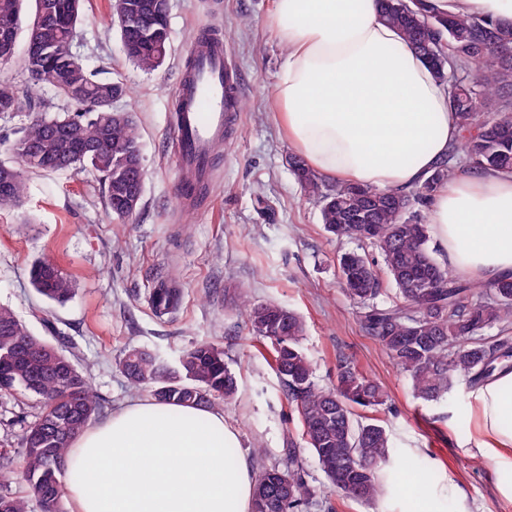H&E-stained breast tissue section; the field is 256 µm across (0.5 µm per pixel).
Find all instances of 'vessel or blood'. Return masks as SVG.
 Returning <instances> with one entry per match:
<instances>
[{"label":"vessel or blood","instance_id":"vessel-or-blood-1","mask_svg":"<svg viewBox=\"0 0 512 512\" xmlns=\"http://www.w3.org/2000/svg\"><path fill=\"white\" fill-rule=\"evenodd\" d=\"M191 68L182 70L175 88L179 110L173 116L179 198H187L198 181L210 180V160L232 129L229 97L238 76L223 43H194Z\"/></svg>","mask_w":512,"mask_h":512}]
</instances>
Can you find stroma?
Masks as SVG:
<instances>
[{"instance_id": "35a3bbf8", "label": "stroma", "mask_w": 512, "mask_h": 512, "mask_svg": "<svg viewBox=\"0 0 512 512\" xmlns=\"http://www.w3.org/2000/svg\"><path fill=\"white\" fill-rule=\"evenodd\" d=\"M272 7L273 0H171L168 55L157 70L145 72L123 52L111 0H83L72 50L88 69L131 91L119 105L133 112L143 146L142 199L121 223L107 210L94 170L25 172L23 201L0 209V307L34 335L66 346L107 413L152 396L150 389L131 388L119 371L129 347L172 362L193 344L220 343L239 384L236 399L219 405L238 433L236 453L283 467L297 416L224 291L286 306L305 324L302 347L320 385L335 384L344 356L388 395L392 461L385 496L373 506L335 495L305 449L306 479L317 491L307 512H324L328 498L337 512H416L409 505L416 494L413 463L428 480L425 496L436 512H512V500L500 493L512 483V471L478 453L474 388L458 384L434 405L416 399L407 378L361 328L342 290L336 256L353 244L326 232L319 202L290 171L294 149L273 107L284 49L270 25ZM204 29L224 36L245 108L206 199L183 207L175 197L174 89L193 38ZM47 258L73 283L65 303L42 300L30 283L31 268ZM169 279L180 286L182 300L174 312L159 314L152 292ZM39 413L31 394L0 393V445L20 447Z\"/></svg>"}]
</instances>
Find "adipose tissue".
<instances>
[{"mask_svg":"<svg viewBox=\"0 0 512 512\" xmlns=\"http://www.w3.org/2000/svg\"><path fill=\"white\" fill-rule=\"evenodd\" d=\"M448 14L512 27V0H423ZM286 54L275 86L289 142L323 176L377 189L421 184L457 141L447 85L378 0H275L271 19ZM429 224L455 273L490 282L512 274V174H460L432 197ZM485 456L512 467V364L476 389ZM223 411L136 401L71 443L72 512H251L256 470L239 455Z\"/></svg>","mask_w":512,"mask_h":512,"instance_id":"adipose-tissue-1","label":"adipose tissue"}]
</instances>
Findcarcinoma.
Here are the masks:
<instances>
[{
    "label": "carcinoma",
    "instance_id": "obj_1",
    "mask_svg": "<svg viewBox=\"0 0 512 512\" xmlns=\"http://www.w3.org/2000/svg\"><path fill=\"white\" fill-rule=\"evenodd\" d=\"M51 11L24 21L23 0H0V21L12 19L15 31L46 47L72 40L82 0H49ZM384 21L448 85L450 106L461 135L439 166L411 192L379 190L351 183L329 185L300 155L288 159L294 176L321 204L327 232L356 243L337 258L340 283L353 301L356 318L412 383L416 398L439 402L463 381L471 386L490 377L497 365L512 359V276L475 285L439 262L429 246L428 226L420 208L462 168L512 172V30L490 20L428 10L432 27L414 18L410 0H381ZM132 49L125 56L144 71L164 63L170 44L168 22L146 14L143 32L119 28ZM30 81L51 88L72 114L32 119L14 141L17 163L0 161V208L18 205L25 193L23 170L78 169L102 174L108 211L120 221L117 200L142 195L144 155L134 117L115 115L99 100L109 90L118 98L129 89L97 77L82 63L53 81L37 60L26 61ZM359 189L360 194L352 193ZM370 225L368 235L359 225ZM375 250L377 262L369 250ZM36 291L50 301L65 302L72 282L51 261L32 268ZM242 311L256 341L264 347L285 398L297 413L300 440L288 438V468L262 466L251 512H303L317 496L305 479L300 449L316 458L332 489L345 497L375 504L381 493L380 469L389 455V437L381 418L387 395L354 362L339 361L336 385L322 387L301 347L305 324L294 311L275 303H258L239 293ZM120 371L133 388H170L173 405L209 408L230 401L238 381L224 360L223 346L196 343L176 365L141 347L129 349ZM0 392L23 390L42 406L38 420L23 434L21 451L0 447V470L19 465L22 493L0 490V512H63L62 477L74 438L102 408L85 371L65 349L32 334L13 312L0 307Z\"/></svg>",
    "mask_w": 512,
    "mask_h": 512
}]
</instances>
